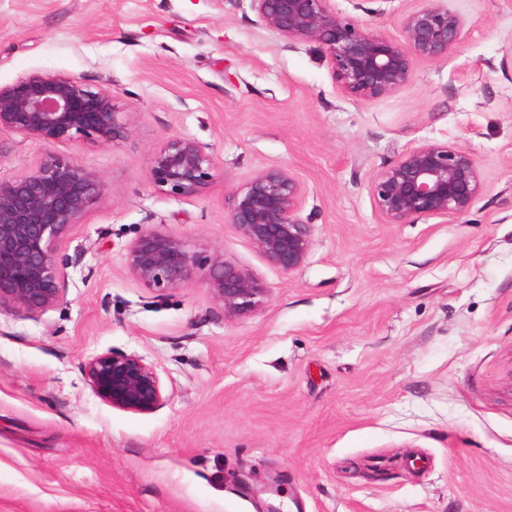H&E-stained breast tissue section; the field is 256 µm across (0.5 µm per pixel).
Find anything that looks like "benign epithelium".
Segmentation results:
<instances>
[{
	"mask_svg": "<svg viewBox=\"0 0 512 512\" xmlns=\"http://www.w3.org/2000/svg\"><path fill=\"white\" fill-rule=\"evenodd\" d=\"M250 2L263 28L288 41L318 44L338 86L357 101L406 90L417 60L456 52L468 34L466 17L446 0H419L402 15L399 39L339 13L334 0ZM2 129L46 146L33 166L0 178V310L35 316L64 298L62 243L106 195L99 172L54 147L80 139L110 144L126 135V127L108 88L93 89L74 75L32 72L0 87ZM218 169L216 156L195 140L174 137L152 153L148 178L162 193L196 196L216 179ZM482 189L472 155L438 142L404 152L370 186L390 224L463 215ZM302 195L291 170L268 167L227 198L228 223L269 266L288 274L304 264L312 244V226L300 216ZM126 268L144 287L158 291L199 281L228 319L251 316L269 292L252 272L224 259L223 251H192L182 239L154 229L127 247ZM84 372L95 394L114 408L150 413L166 403L159 375L137 354H96L84 363Z\"/></svg>",
	"mask_w": 512,
	"mask_h": 512,
	"instance_id": "1",
	"label": "benign epithelium"
}]
</instances>
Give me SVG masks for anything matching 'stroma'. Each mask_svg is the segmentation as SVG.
<instances>
[{"instance_id":"35a3bbf8","label":"stroma","mask_w":512,"mask_h":512,"mask_svg":"<svg viewBox=\"0 0 512 512\" xmlns=\"http://www.w3.org/2000/svg\"><path fill=\"white\" fill-rule=\"evenodd\" d=\"M469 32L414 82L358 102L315 44L264 29L249 0H0V87L35 72L109 87L127 127L58 153L106 197L61 248L63 300L0 312V512H512V0H449ZM417 0H335L386 34ZM194 139L219 162L193 197L148 181ZM475 159L464 215L390 224L371 182L410 148ZM44 145L0 131V177ZM292 170L313 227L285 274L225 220L255 171ZM258 276L264 306L225 318L201 283L157 294L126 269L146 229ZM142 356L165 405L94 393L86 360Z\"/></svg>"}]
</instances>
